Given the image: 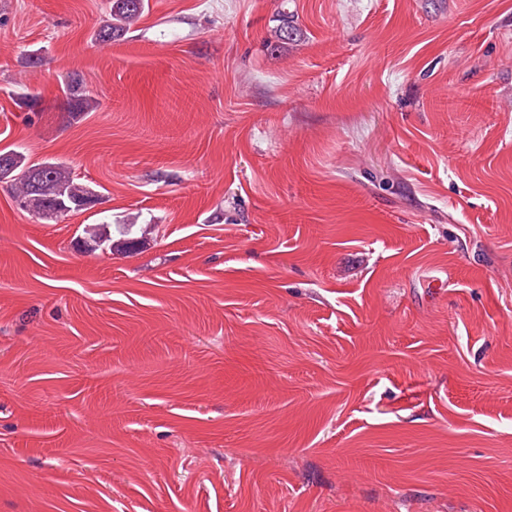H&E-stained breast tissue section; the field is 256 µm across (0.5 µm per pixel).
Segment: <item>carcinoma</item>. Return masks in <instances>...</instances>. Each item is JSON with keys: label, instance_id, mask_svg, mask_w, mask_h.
<instances>
[{"label": "carcinoma", "instance_id": "carcinoma-1", "mask_svg": "<svg viewBox=\"0 0 512 512\" xmlns=\"http://www.w3.org/2000/svg\"><path fill=\"white\" fill-rule=\"evenodd\" d=\"M148 10L149 0H110L108 20L95 31V41L106 44L122 39L136 28ZM65 93L74 114L92 111L98 105L77 77L69 79ZM0 183L9 187L21 209L46 221L83 210L86 199L94 193L87 184L74 178L64 163L48 160L31 163L27 155L15 150L0 153ZM106 228L105 224H96L86 231L99 249L120 254L139 249L141 241L134 238L114 241Z\"/></svg>", "mask_w": 512, "mask_h": 512}]
</instances>
